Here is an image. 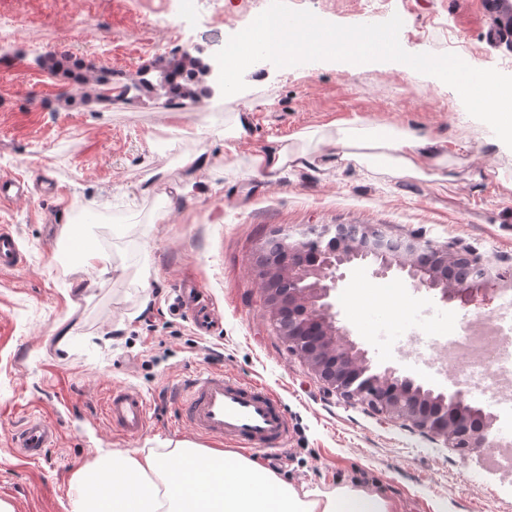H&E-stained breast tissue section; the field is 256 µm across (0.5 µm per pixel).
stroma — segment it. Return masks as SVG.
<instances>
[{"label":"stroma","instance_id":"stroma-1","mask_svg":"<svg viewBox=\"0 0 512 512\" xmlns=\"http://www.w3.org/2000/svg\"><path fill=\"white\" fill-rule=\"evenodd\" d=\"M340 25L400 15L410 53L452 52L481 69L512 75L486 0H287ZM267 0H0V174L50 191L0 207V226L19 239L25 264L0 272V499L15 512H72L70 480L100 454L172 448L197 437L178 421L171 396L194 375L218 369L266 384L281 399L290 435L278 449L250 448L298 491L342 487L378 493L390 512H512V483L487 467L488 449L460 454L404 422L326 390L277 336L251 262L276 228L366 224L395 238L464 248L481 264L512 268V149L471 117L456 90L399 62L351 70L333 61L246 69V90L210 93L205 103H168L165 90L112 107L80 98L45 55L95 59L121 91L141 74L158 81L157 59L190 52L206 63L248 26ZM179 27H170L173 17ZM248 134L224 156V131L238 114ZM364 117L420 126L443 141L444 167L423 176L373 173L322 154L318 135ZM313 139H302V132ZM314 155L316 172L291 168L243 179L272 141ZM200 156L196 173L183 165ZM165 219H158V212ZM97 248L106 271L86 269L74 243ZM197 282L201 306L179 304L182 280ZM373 289L401 302L379 335L345 306ZM341 326L373 363L455 391L463 368L439 372L448 336L476 308L439 302L397 276L351 269L336 292ZM113 386L149 404L141 436L105 421L100 400ZM56 421L61 436L42 457L14 446L23 420Z\"/></svg>","mask_w":512,"mask_h":512}]
</instances>
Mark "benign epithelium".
Returning a JSON list of instances; mask_svg holds the SVG:
<instances>
[{
  "mask_svg": "<svg viewBox=\"0 0 512 512\" xmlns=\"http://www.w3.org/2000/svg\"><path fill=\"white\" fill-rule=\"evenodd\" d=\"M273 238L278 252L263 247L255 258L269 319L276 335L328 390L463 454L496 447V418L467 403L466 391L446 395L397 375L394 368H373L350 331L337 325L336 290L348 268L366 265L375 277L404 272L415 287L434 291L446 305L478 308L496 291V282L511 277L475 282L468 275L478 261L470 255L416 238L396 242L362 224L325 225L294 241L276 230Z\"/></svg>",
  "mask_w": 512,
  "mask_h": 512,
  "instance_id": "7a95c632",
  "label": "benign epithelium"
}]
</instances>
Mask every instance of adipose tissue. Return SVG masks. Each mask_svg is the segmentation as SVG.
I'll return each instance as SVG.
<instances>
[{
	"label": "adipose tissue",
	"mask_w": 512,
	"mask_h": 512,
	"mask_svg": "<svg viewBox=\"0 0 512 512\" xmlns=\"http://www.w3.org/2000/svg\"><path fill=\"white\" fill-rule=\"evenodd\" d=\"M329 154L396 176L421 174L424 162L446 160L441 143L416 126L392 127L358 117L322 135ZM308 152L274 145L252 156L246 177L282 169H307ZM178 465H171V457ZM73 512H389L378 494L341 488L299 492L257 460L221 448L177 444L172 453L154 448L110 451L78 470Z\"/></svg>",
	"instance_id": "1"
}]
</instances>
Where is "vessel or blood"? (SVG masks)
<instances>
[{
    "label": "vessel or blood",
    "instance_id": "obj_1",
    "mask_svg": "<svg viewBox=\"0 0 512 512\" xmlns=\"http://www.w3.org/2000/svg\"><path fill=\"white\" fill-rule=\"evenodd\" d=\"M23 254L14 235L0 230V272L22 268ZM180 423L193 434L209 440H228L247 447H282L289 425L282 403L269 389L221 370L191 378L178 393ZM109 425L129 436L141 435L147 425V403L128 387L111 388L103 404ZM56 423L29 418L18 433L15 446L24 456H42L58 439Z\"/></svg>",
    "mask_w": 512,
    "mask_h": 512
}]
</instances>
